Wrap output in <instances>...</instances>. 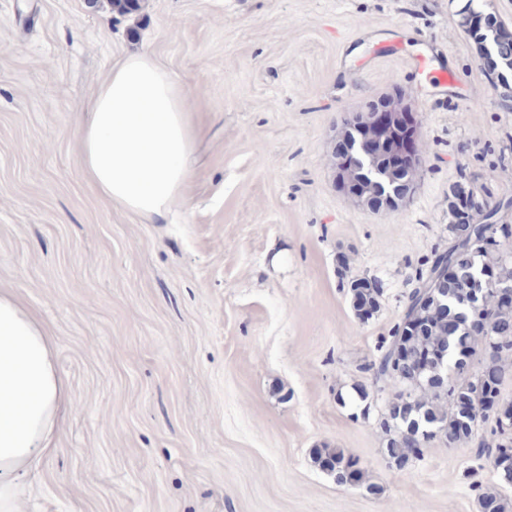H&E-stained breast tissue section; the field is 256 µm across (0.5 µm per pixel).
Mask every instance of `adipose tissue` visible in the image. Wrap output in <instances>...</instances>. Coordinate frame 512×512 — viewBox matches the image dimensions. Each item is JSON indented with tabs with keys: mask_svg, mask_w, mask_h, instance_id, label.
Returning <instances> with one entry per match:
<instances>
[{
	"mask_svg": "<svg viewBox=\"0 0 512 512\" xmlns=\"http://www.w3.org/2000/svg\"><path fill=\"white\" fill-rule=\"evenodd\" d=\"M184 83L151 54L113 63L80 129L83 172L112 204L166 220L182 200L195 133ZM74 402L57 344L10 291L0 290V512H18L26 479L54 450Z\"/></svg>",
	"mask_w": 512,
	"mask_h": 512,
	"instance_id": "1",
	"label": "adipose tissue"
}]
</instances>
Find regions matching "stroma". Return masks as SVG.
<instances>
[{"label": "stroma", "mask_w": 512, "mask_h": 512, "mask_svg": "<svg viewBox=\"0 0 512 512\" xmlns=\"http://www.w3.org/2000/svg\"><path fill=\"white\" fill-rule=\"evenodd\" d=\"M466 0H0V289L58 343L75 404L18 512H478L499 486L467 447L384 457L367 364L448 247L465 181L512 224V109L460 25ZM151 52L190 89L185 197L158 224L84 178L78 131L113 62ZM422 56L453 70L435 95ZM402 93L424 166L406 206L336 189L347 113ZM374 280L356 316L347 282ZM369 393L360 401L358 389ZM342 448L378 486L337 484ZM312 462L334 477L336 483L346 485L350 480L355 487H363L369 494H377L378 488L366 484L364 471L359 460L342 448H329L326 445L311 448Z\"/></svg>", "instance_id": "1"}]
</instances>
